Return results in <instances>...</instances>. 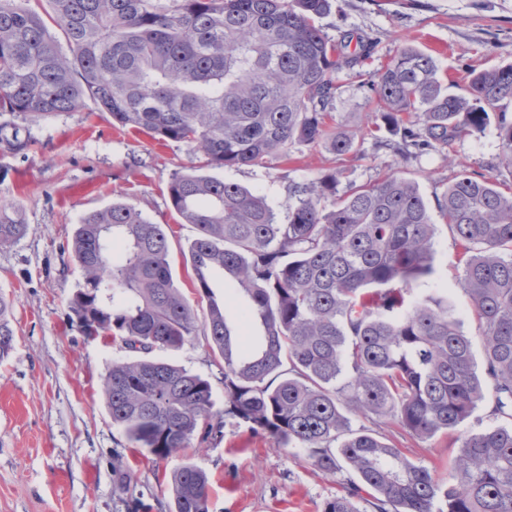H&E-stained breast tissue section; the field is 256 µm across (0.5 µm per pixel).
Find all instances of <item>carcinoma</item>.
<instances>
[{
	"label": "carcinoma",
	"instance_id": "carcinoma-1",
	"mask_svg": "<svg viewBox=\"0 0 512 512\" xmlns=\"http://www.w3.org/2000/svg\"><path fill=\"white\" fill-rule=\"evenodd\" d=\"M31 0H0V114L46 117L91 100L121 127L182 143L201 165L169 185L171 205L195 230L188 256L208 300L203 328L224 360V415L210 380L153 356L180 349L197 317L176 286L165 228L135 206L86 214L67 243L82 271L69 301L87 336L133 357L102 381L112 424L134 448L165 460L223 435L226 420L268 435L294 458L343 476L324 512H512V188L460 171L437 199L462 249L463 286L481 344L448 289L418 297L433 272L435 224L417 182L389 173L337 193L329 171L288 187L286 221L265 195L205 174L264 167L295 144L352 151L355 135L326 119L336 73L367 60L377 42L317 24L330 0H49L68 50ZM376 102L370 133L400 136L402 155L446 151L495 124L499 163L512 168V63L470 74L449 90L435 59L408 46L362 81ZM32 140L0 124V147ZM0 202V247L26 232ZM261 335L242 340L226 300ZM12 302L0 294V362L14 347ZM509 419L456 437L448 479L405 457L350 415L428 440L464 424L486 397ZM168 512H210L208 476L194 463L171 475Z\"/></svg>",
	"mask_w": 512,
	"mask_h": 512
}]
</instances>
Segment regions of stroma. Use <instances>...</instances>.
I'll return each mask as SVG.
<instances>
[{
	"instance_id": "stroma-1",
	"label": "stroma",
	"mask_w": 512,
	"mask_h": 512,
	"mask_svg": "<svg viewBox=\"0 0 512 512\" xmlns=\"http://www.w3.org/2000/svg\"><path fill=\"white\" fill-rule=\"evenodd\" d=\"M333 38L351 32L377 40L365 65L377 72L404 47L432 55L449 83L465 87L471 70L512 63V0H331L320 20ZM339 93L333 122L357 139L351 153L295 145L289 160L266 167L216 170V177L261 189L279 215H286L288 186L320 173H338L346 190L396 171L416 181L428 204L460 170L512 187V170L499 164L494 127L456 141L449 151L402 160L383 143L358 132L375 109L354 71L336 75ZM15 124L34 141L26 154L0 150V201L19 203L27 224L16 243L0 247V291L13 301L14 348L0 362V512H132L142 498L149 512H166L169 476L193 462L210 477L211 512H321L341 492L340 479L295 462L269 436L226 424L224 433L158 460L131 447L113 426L102 392L112 361L127 358L122 344L84 335L72 324L68 299L81 271L62 246L88 212L115 202L136 206L165 225L169 261L181 292L197 317L208 302L194 286L185 257L193 235L170 204L173 176L192 164L187 146L156 142L113 125L93 102L77 112L43 118L21 114ZM434 273L418 281L426 296L451 291L462 313L471 303L463 289L461 249L444 221L435 226ZM160 358L207 377L214 412L224 409L222 358L207 336L196 334L181 349ZM386 442L412 461L447 477L459 448L439 434L421 440L399 429H382Z\"/></svg>"
}]
</instances>
